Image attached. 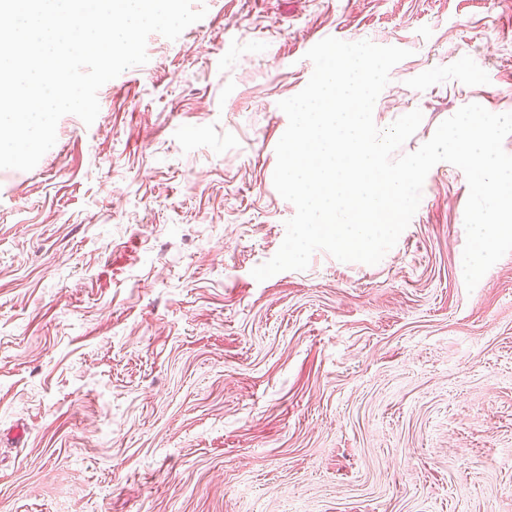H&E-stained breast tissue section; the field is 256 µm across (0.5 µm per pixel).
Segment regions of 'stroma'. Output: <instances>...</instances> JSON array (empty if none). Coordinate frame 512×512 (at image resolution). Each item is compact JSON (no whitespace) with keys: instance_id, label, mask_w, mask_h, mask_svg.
Masks as SVG:
<instances>
[{"instance_id":"stroma-1","label":"stroma","mask_w":512,"mask_h":512,"mask_svg":"<svg viewBox=\"0 0 512 512\" xmlns=\"http://www.w3.org/2000/svg\"><path fill=\"white\" fill-rule=\"evenodd\" d=\"M29 171L0 169V512H512V252L467 290L441 162L375 265L256 281L335 37L409 50L373 110L512 112V0H202Z\"/></svg>"}]
</instances>
